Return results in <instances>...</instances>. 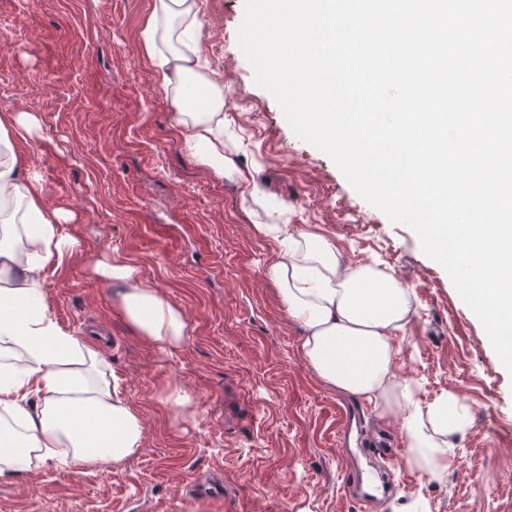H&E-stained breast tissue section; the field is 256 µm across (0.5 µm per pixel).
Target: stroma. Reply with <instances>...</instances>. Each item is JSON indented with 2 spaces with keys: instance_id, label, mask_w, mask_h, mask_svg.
Masks as SVG:
<instances>
[{
  "instance_id": "stroma-1",
  "label": "stroma",
  "mask_w": 512,
  "mask_h": 512,
  "mask_svg": "<svg viewBox=\"0 0 512 512\" xmlns=\"http://www.w3.org/2000/svg\"><path fill=\"white\" fill-rule=\"evenodd\" d=\"M150 2L0 0V28L23 42L0 46V112L37 115L24 159L47 205L74 214L64 230L81 249L47 275L51 312L66 333L103 336L144 425L139 453L121 463L91 473L46 462L0 478V512H185L181 489L215 470L228 488L222 512H357L353 467L368 492L394 473L374 512H410L418 500L426 512H512V374L447 272L297 137L256 84L237 41L244 0H199L201 47L224 86V140L268 196L253 199L196 164L138 42ZM258 224L317 232L349 266L374 264L408 285L410 315L391 338L398 376L420 406L452 393L471 416L442 476L407 466L403 406L385 418L360 404L365 427L391 432L393 456L338 446L347 395L301 357L303 329L265 274L278 245ZM108 248L184 310L177 354L132 333L112 288L89 276L86 257ZM176 388L194 416L167 402Z\"/></svg>"
}]
</instances>
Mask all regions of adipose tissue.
<instances>
[{"instance_id":"adipose-tissue-1","label":"adipose tissue","mask_w":512,"mask_h":512,"mask_svg":"<svg viewBox=\"0 0 512 512\" xmlns=\"http://www.w3.org/2000/svg\"><path fill=\"white\" fill-rule=\"evenodd\" d=\"M198 12V0H152L140 43L194 161L245 185L251 197L265 196L263 185L226 153L224 86L206 74ZM38 127L33 113H0V478L48 461L98 470L137 454L144 436L139 412L100 350L63 332L51 314L46 275L74 257L77 241L63 231L72 214L46 204L19 152V142ZM255 231L279 241L266 274L303 328L300 353L314 374L390 416L410 397L391 343L410 312L408 286L368 264L345 266L335 244L317 233L291 235L279 224ZM87 264L97 282L114 288V304L138 336L171 354L182 348L184 310L124 255L108 249ZM469 423L467 407L452 394L427 410L413 408L402 423L408 464L442 471L455 457L454 437Z\"/></svg>"}]
</instances>
